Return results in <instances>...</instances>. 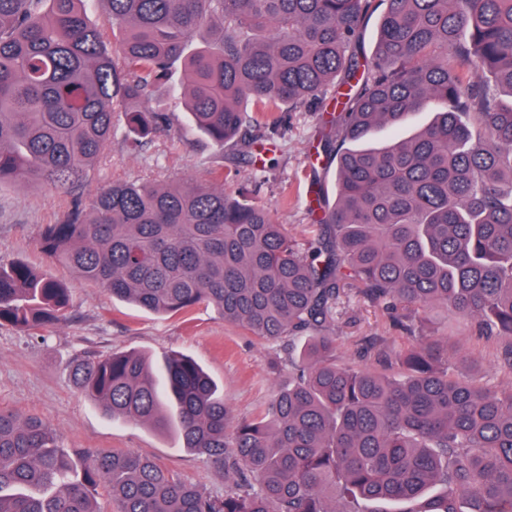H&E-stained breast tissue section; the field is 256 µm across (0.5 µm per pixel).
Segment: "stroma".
I'll return each instance as SVG.
<instances>
[{
	"label": "stroma",
	"instance_id": "obj_1",
	"mask_svg": "<svg viewBox=\"0 0 512 512\" xmlns=\"http://www.w3.org/2000/svg\"><path fill=\"white\" fill-rule=\"evenodd\" d=\"M155 101L166 105L170 125L143 149L130 144L123 112H115L116 128L105 155L71 193L19 183L0 185V264L24 262L71 290L72 309L66 322L32 331L0 326V408H13L44 420L65 448L92 453L122 450L153 459L184 480L223 493L227 482L206 456L182 449L173 433L117 420L86 399L70 379V361L84 353L138 352L162 359L175 351L191 355L224 388V406L232 421L251 418L269 400L287 373H272L274 358L285 357L283 343L268 342L225 322L206 305L189 315L158 317L111 299L95 285L78 279L37 248L46 225L60 223L75 208L112 183L154 179L166 183L207 181L223 176L228 190H245L270 210L276 223L296 237L309 233L314 216L309 202L317 191L336 196L334 168L313 175L315 146L334 103L325 97L293 112L253 109L255 155L265 166L262 182L253 179V165L231 164L208 139L188 124L184 99L160 88ZM396 313L366 301L349 287L336 308L334 328L339 363L390 374L393 359L408 340L394 325ZM424 332L444 338L449 354L475 360L480 374L500 384L508 378L496 357L495 340L475 335L470 326L436 311Z\"/></svg>",
	"mask_w": 512,
	"mask_h": 512
}]
</instances>
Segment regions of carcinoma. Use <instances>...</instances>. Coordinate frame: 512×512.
Segmentation results:
<instances>
[{"instance_id":"cac0c4a2","label":"carcinoma","mask_w":512,"mask_h":512,"mask_svg":"<svg viewBox=\"0 0 512 512\" xmlns=\"http://www.w3.org/2000/svg\"><path fill=\"white\" fill-rule=\"evenodd\" d=\"M94 2L0 0V183L79 186L118 108L141 147L168 121L141 104L179 65L194 127L230 162L255 143L247 104L282 112L338 94L321 138L336 201L298 240L222 180L123 182L47 225L41 251L116 300L159 316L209 304L288 340V382L233 423L188 355L165 356L159 374L137 353L80 357L70 374L88 400L175 431L235 485L215 496L147 457L69 451L38 417L0 408V512H105L101 489L112 512H512V385L456 372L444 340L411 324L401 378L342 367L331 328L351 285L509 338L512 375V0H380L370 57L357 45L375 0H107L99 23ZM432 107L412 136L365 145ZM69 310L63 283L0 265V325L36 330Z\"/></svg>"}]
</instances>
